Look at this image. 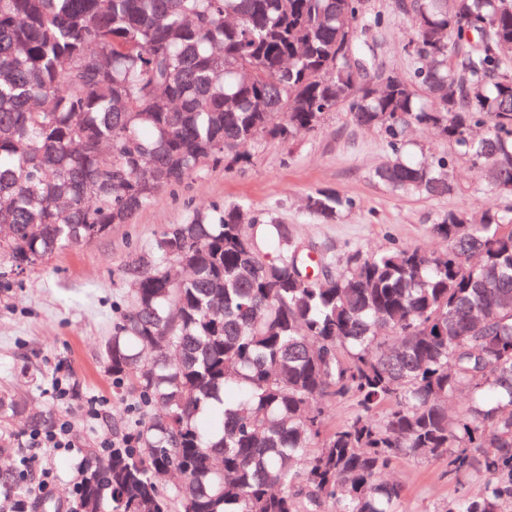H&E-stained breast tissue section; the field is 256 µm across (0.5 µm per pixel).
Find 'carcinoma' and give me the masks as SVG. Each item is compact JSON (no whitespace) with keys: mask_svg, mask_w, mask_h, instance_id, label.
<instances>
[{"mask_svg":"<svg viewBox=\"0 0 512 512\" xmlns=\"http://www.w3.org/2000/svg\"><path fill=\"white\" fill-rule=\"evenodd\" d=\"M410 77L361 47L365 0H0V258L15 268L129 224L203 166L345 109L392 156L375 179L440 198L459 159L512 196V0H397ZM452 150L421 161L409 135ZM353 202L306 198L329 223ZM438 254L352 252L336 272L270 212L173 224L129 270L105 348L134 382L126 446L83 471L71 512H400L406 458L483 472L443 512L512 499V203L450 210ZM358 413L325 428L329 407ZM12 512L39 488L0 470Z\"/></svg>","mask_w":512,"mask_h":512,"instance_id":"cac0c4a2","label":"carcinoma"}]
</instances>
